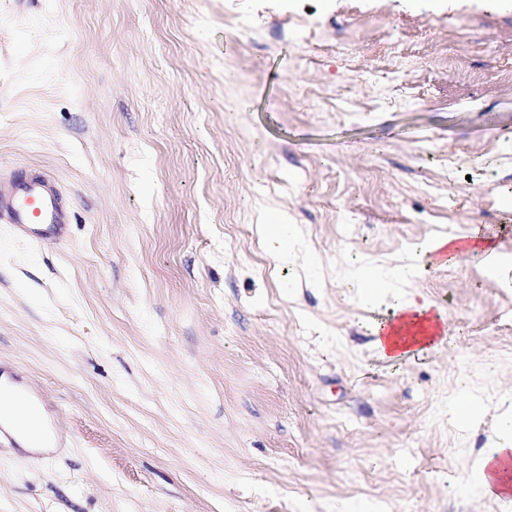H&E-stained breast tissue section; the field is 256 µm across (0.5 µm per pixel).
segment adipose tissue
Here are the masks:
<instances>
[{
  "instance_id": "obj_1",
  "label": "adipose tissue",
  "mask_w": 512,
  "mask_h": 512,
  "mask_svg": "<svg viewBox=\"0 0 512 512\" xmlns=\"http://www.w3.org/2000/svg\"><path fill=\"white\" fill-rule=\"evenodd\" d=\"M480 251L486 270L497 271L512 268V255L498 250L479 235H438L428 246L419 247L395 257L388 272L363 263L351 273L350 286L355 298L363 305L375 307L391 303L393 313L376 321L373 327L375 347L381 357L389 361L403 359L407 351L400 345L399 337L393 336L392 327L402 314L417 311L414 301L396 299L398 284L409 281L420 268L422 256H432L434 261L454 264L471 251ZM18 386L0 388V420L11 425L18 433V442L26 448L38 447L44 414L40 406L21 404ZM499 442L495 450L479 458L477 475L483 485H496L500 495H512V413L499 417L496 423Z\"/></svg>"
}]
</instances>
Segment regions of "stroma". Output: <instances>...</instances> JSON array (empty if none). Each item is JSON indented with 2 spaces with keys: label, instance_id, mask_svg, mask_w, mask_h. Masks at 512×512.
I'll return each mask as SVG.
<instances>
[{
  "label": "stroma",
  "instance_id": "35a3bbf8",
  "mask_svg": "<svg viewBox=\"0 0 512 512\" xmlns=\"http://www.w3.org/2000/svg\"><path fill=\"white\" fill-rule=\"evenodd\" d=\"M1 170L73 221L0 223V370L64 436L0 445V512H512L472 470L512 287L424 264L448 335L396 364L348 292L437 234L512 252V0H0ZM258 226L263 239L270 248L282 260H290L292 246L298 235L297 225L288 224L277 211H270L265 224H258ZM452 415L460 425L470 424L480 413V406L465 392L459 393L452 403Z\"/></svg>",
  "mask_w": 512,
  "mask_h": 512
}]
</instances>
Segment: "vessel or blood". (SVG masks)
<instances>
[{
  "mask_svg": "<svg viewBox=\"0 0 512 512\" xmlns=\"http://www.w3.org/2000/svg\"><path fill=\"white\" fill-rule=\"evenodd\" d=\"M71 219V205L47 178L0 176V223L17 235L45 241L61 240ZM443 324L434 313H406L396 333L402 340L441 335Z\"/></svg>",
  "mask_w": 512,
  "mask_h": 512,
  "instance_id": "b4317fda",
  "label": "vessel or blood"
}]
</instances>
